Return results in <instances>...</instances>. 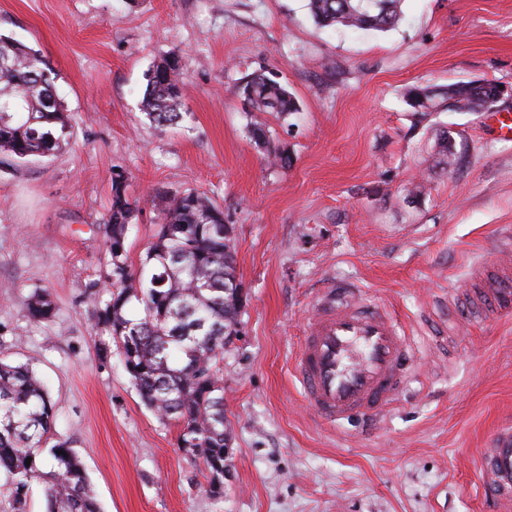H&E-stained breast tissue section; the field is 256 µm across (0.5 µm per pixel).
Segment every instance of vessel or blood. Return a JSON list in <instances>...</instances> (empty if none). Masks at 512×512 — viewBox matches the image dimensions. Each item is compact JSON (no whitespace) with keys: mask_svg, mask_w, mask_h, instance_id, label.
Returning a JSON list of instances; mask_svg holds the SVG:
<instances>
[{"mask_svg":"<svg viewBox=\"0 0 512 512\" xmlns=\"http://www.w3.org/2000/svg\"><path fill=\"white\" fill-rule=\"evenodd\" d=\"M475 316L512 313V273L474 291ZM414 349L396 320L339 293L324 298L306 326L294 359L304 396L330 424L358 416L378 420L395 402L412 366ZM480 491L499 512H512V429L498 432L480 459Z\"/></svg>","mask_w":512,"mask_h":512,"instance_id":"1","label":"vessel or blood"}]
</instances>
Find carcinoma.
<instances>
[{
  "label": "carcinoma",
  "instance_id": "obj_1",
  "mask_svg": "<svg viewBox=\"0 0 512 512\" xmlns=\"http://www.w3.org/2000/svg\"><path fill=\"white\" fill-rule=\"evenodd\" d=\"M402 0H309L315 22L351 32H387L402 20ZM179 61L150 73L144 108L159 127L183 119ZM497 85L457 82L442 87L412 85L404 92L411 111L425 116L437 108L483 112L492 108ZM240 93L252 108L277 117L299 110L279 82L256 74ZM252 138L277 167L290 164L288 152L256 122ZM73 124L59 98L51 69L35 49L0 36V154L15 160L49 157L70 143ZM137 210L124 184L113 185L103 219L110 260L103 281L89 284L87 300L106 357L117 349L142 403L160 419L180 427L178 448L202 460L207 491L224 489V348L227 329L240 322L243 302L237 282L235 226L206 195L184 191L164 201L153 242L138 266L128 263V224ZM33 321L54 317L45 292L25 303ZM54 403L34 368L0 356V473L5 474L12 512H28L32 481L43 486L45 512H101L84 465L53 432ZM30 464H25V461Z\"/></svg>",
  "mask_w": 512,
  "mask_h": 512
}]
</instances>
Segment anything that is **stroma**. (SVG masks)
<instances>
[{
	"label": "stroma",
	"instance_id": "35a3bbf8",
	"mask_svg": "<svg viewBox=\"0 0 512 512\" xmlns=\"http://www.w3.org/2000/svg\"><path fill=\"white\" fill-rule=\"evenodd\" d=\"M388 32L333 31L308 0H0V35L37 50L74 126L57 155L0 164V353L31 363L54 431L81 457L101 512H494L479 461L512 426V316L472 320L482 272L512 264V141L480 112L413 116L412 85H512V0H403ZM183 63L187 118L143 109L147 75ZM263 72L296 98L279 119L239 88ZM287 149L271 166L250 129ZM455 129L465 163H439ZM137 199L138 264L174 192L206 193L235 227L241 334L224 351V495L146 408L119 354L101 357L87 285L109 257L112 185ZM356 290L418 347L380 422H322L294 355L329 290ZM49 293L53 320L24 313Z\"/></svg>",
	"mask_w": 512,
	"mask_h": 512
}]
</instances>
